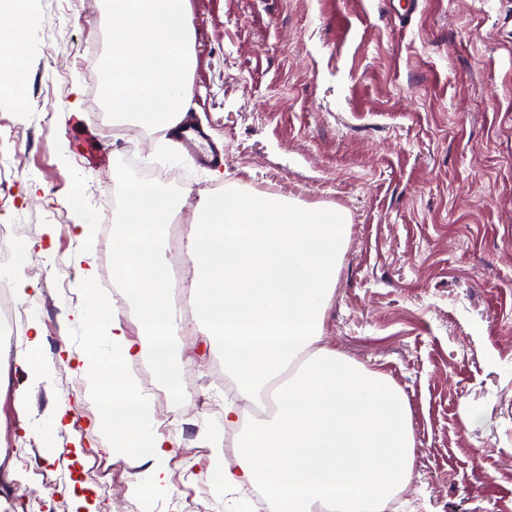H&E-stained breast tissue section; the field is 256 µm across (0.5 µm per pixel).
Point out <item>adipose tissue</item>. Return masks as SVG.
<instances>
[{
    "instance_id": "1",
    "label": "adipose tissue",
    "mask_w": 512,
    "mask_h": 512,
    "mask_svg": "<svg viewBox=\"0 0 512 512\" xmlns=\"http://www.w3.org/2000/svg\"><path fill=\"white\" fill-rule=\"evenodd\" d=\"M123 218L112 225V276L133 277L126 315L91 301L82 318L112 355L82 366L97 398L96 430L140 471L133 491L165 489L162 464L173 440L160 433L150 400L129 372L139 359L162 386L179 391L175 364L179 310L172 298L164 231L189 192L154 185L123 188ZM185 249L194 272L190 291L209 344L219 346L238 386L224 405V427L209 431V474L228 493L263 487L285 512H392L413 474L415 442L400 389L324 342V314L350 216L344 209H306L235 188L206 195ZM135 324L140 342L129 340ZM275 404L254 419L234 462L224 434L239 427L244 405Z\"/></svg>"
}]
</instances>
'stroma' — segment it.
I'll list each match as a JSON object with an SVG mask.
<instances>
[{
	"instance_id": "obj_1",
	"label": "stroma",
	"mask_w": 512,
	"mask_h": 512,
	"mask_svg": "<svg viewBox=\"0 0 512 512\" xmlns=\"http://www.w3.org/2000/svg\"><path fill=\"white\" fill-rule=\"evenodd\" d=\"M392 0H188L196 64L188 118L224 148L201 170L165 133L110 137L88 91V61L106 49L101 0H27L33 35L21 97L0 96V167L15 169L0 224L30 244L16 299L42 336L39 378L0 373V458L41 462L19 473L0 507L72 512H252L209 477L204 429L225 386L223 360L200 332L180 335L177 402L185 430L164 460L167 489L132 492L137 468L103 449L80 359L102 346L63 318L92 293L75 263L111 243L82 220L112 218L117 175L168 166L166 190L236 185L351 219L325 311V342L402 391L415 438L404 512H512V0H422L407 22ZM66 410L69 430L50 411ZM483 420L465 427L467 411ZM107 495H99V486Z\"/></svg>"
}]
</instances>
